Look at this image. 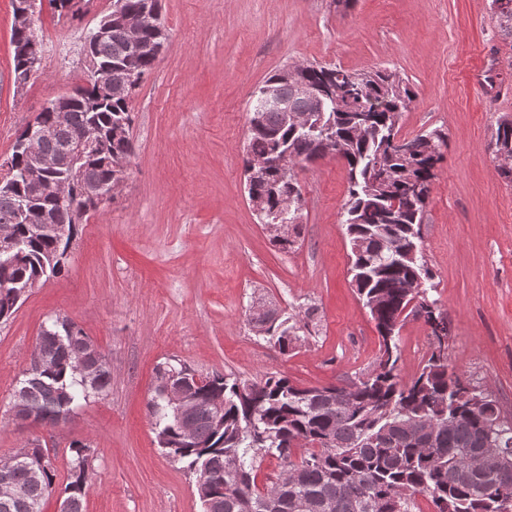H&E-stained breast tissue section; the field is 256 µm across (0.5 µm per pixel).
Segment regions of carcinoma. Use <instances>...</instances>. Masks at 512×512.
Here are the masks:
<instances>
[{"instance_id": "obj_1", "label": "carcinoma", "mask_w": 512, "mask_h": 512, "mask_svg": "<svg viewBox=\"0 0 512 512\" xmlns=\"http://www.w3.org/2000/svg\"><path fill=\"white\" fill-rule=\"evenodd\" d=\"M123 16L135 17L148 8L161 13L160 0H112ZM504 39L512 42V0L494 9ZM118 97L99 93L96 85L78 89L61 106L64 123L53 138L42 142L41 153L58 157L78 133L94 129L97 148L82 163L87 186L118 185L131 156L130 137L116 133L131 129L129 107L142 77L157 56L135 52L127 24L112 20L110 37L93 49ZM357 75L341 66L310 64L285 67L269 76L292 112L308 124L298 129L286 113L265 101L264 86L251 95L250 134L243 159L274 161L282 155L297 164L310 162L331 148L347 171L348 199L344 221L352 257V283L376 323L380 355L372 370L352 384L299 387L286 377L241 379L206 376L191 384L197 411L189 416L193 436L182 425L164 390L183 367L170 363L158 370L155 396L148 414L157 430L158 445L196 475L204 512H412L413 497L431 498L435 512H512V419L502 415L488 393L468 387L448 375V322L429 299L428 288L410 292L405 285L426 283L432 274L419 251L437 164L448 146V135L435 128L405 139L408 151H394L401 119L415 98L409 82L397 73L375 70ZM315 88L324 105L298 93V83ZM494 153L512 155V120L498 122ZM249 200L258 201L259 223L275 219L295 226L301 236L303 200L294 174L272 165L257 177L245 176ZM26 198L44 216L52 231L34 237L17 214ZM0 228L21 241L22 254L9 267L0 266V319L17 309L16 300L46 276L45 262L59 258L54 274L76 234L67 208L33 195L32 185L17 183L13 193L0 191ZM315 310L281 317L278 310L253 314L256 334L287 352L299 332L309 330ZM423 321L430 353L409 382L400 379L399 332L407 317ZM74 339L58 340L63 329L43 327L38 345L52 363L25 397L43 423L54 426L70 415L80 399L107 394L111 376L98 370L94 383L83 382L76 361L83 349L84 331L71 323ZM224 398V413L210 419L207 407ZM73 452L69 482L61 512H83L86 495L87 447L70 445ZM31 455L44 460L37 477L24 465L14 468V483L25 489L21 498L0 496V512H33L52 488L54 473L48 449L35 443ZM267 458L279 461L280 474L258 488V475Z\"/></svg>"}]
</instances>
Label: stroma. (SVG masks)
I'll use <instances>...</instances> for the list:
<instances>
[{
  "label": "stroma",
  "mask_w": 512,
  "mask_h": 512,
  "mask_svg": "<svg viewBox=\"0 0 512 512\" xmlns=\"http://www.w3.org/2000/svg\"><path fill=\"white\" fill-rule=\"evenodd\" d=\"M161 4L169 40L131 103L124 182L79 226L61 273L0 319V461L47 441L56 491L42 512H59L75 441L90 448L84 512H203L195 475L160 450L148 415L164 363L201 376L277 373L304 387L372 368L380 339L351 284L343 163L328 155L296 168L302 234L287 251L272 245L245 191L251 94L293 63L397 71L416 91L402 135L447 131L422 226L429 295L451 324L449 373L512 399V183L491 148L498 119L512 117V44L497 33L491 0ZM111 8L91 0L70 19L42 0V64L19 88L13 2L0 0V161L44 106L85 84L83 32ZM259 299L293 314L314 308L311 334L281 353L249 323ZM58 315L101 350L111 386L65 421L28 428L10 402L41 329ZM399 346L407 382L429 352L422 321L407 319Z\"/></svg>",
  "instance_id": "stroma-1"
}]
</instances>
